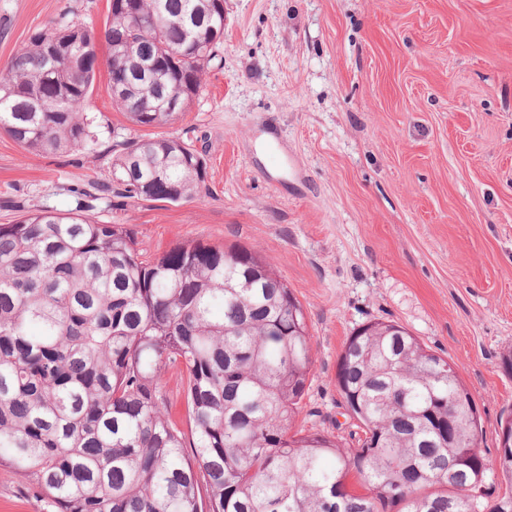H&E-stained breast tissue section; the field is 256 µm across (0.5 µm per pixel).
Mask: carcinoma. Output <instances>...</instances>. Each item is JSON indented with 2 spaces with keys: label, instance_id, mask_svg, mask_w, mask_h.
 <instances>
[{
  "label": "carcinoma",
  "instance_id": "1",
  "mask_svg": "<svg viewBox=\"0 0 512 512\" xmlns=\"http://www.w3.org/2000/svg\"><path fill=\"white\" fill-rule=\"evenodd\" d=\"M223 37V0H122L99 34L77 18L42 30L0 73V130L42 154L89 151L101 42L110 82L159 62L112 102L133 124L162 127L199 96ZM102 188L199 200L206 161L178 138L130 139ZM86 208L0 224V466L51 512H512V414L496 457L476 452L473 393L407 329L365 323L340 356L356 447L295 432L311 335L272 263L201 243L145 259ZM248 275L251 287H234ZM169 367L186 375L190 454L162 392ZM495 475L505 490L493 497Z\"/></svg>",
  "mask_w": 512,
  "mask_h": 512
}]
</instances>
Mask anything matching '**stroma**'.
Segmentation results:
<instances>
[{
    "instance_id": "35a3bbf8",
    "label": "stroma",
    "mask_w": 512,
    "mask_h": 512,
    "mask_svg": "<svg viewBox=\"0 0 512 512\" xmlns=\"http://www.w3.org/2000/svg\"><path fill=\"white\" fill-rule=\"evenodd\" d=\"M110 0H0V70L35 33ZM98 49L92 152L49 155L0 132V224L64 212L110 176L112 148L147 134L202 151L209 193L182 204L96 202L144 257L188 242L271 259L302 304L314 364L296 425L350 442L336 390L354 329L406 328L473 392L481 452L512 413V0H224L203 88L147 130L112 103ZM0 512H48L0 467Z\"/></svg>"
}]
</instances>
